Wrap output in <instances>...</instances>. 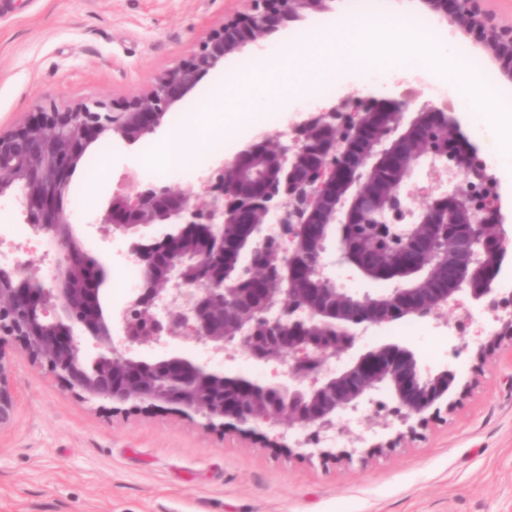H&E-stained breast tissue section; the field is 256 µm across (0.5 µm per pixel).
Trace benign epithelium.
Segmentation results:
<instances>
[{
  "label": "benign epithelium",
  "mask_w": 512,
  "mask_h": 512,
  "mask_svg": "<svg viewBox=\"0 0 512 512\" xmlns=\"http://www.w3.org/2000/svg\"><path fill=\"white\" fill-rule=\"evenodd\" d=\"M248 2L247 12L225 20L190 60L156 75L143 93L112 106H53L0 133V198L20 188L32 233L49 236L57 250L47 283L28 278L17 262L0 263V339H16L84 402H147L228 432L263 425L270 442L286 448L326 442L337 431L350 445L341 454L350 457L365 438L344 419L347 412L386 390L396 406L376 427L396 421L405 428L398 437L412 435L448 408L455 379L446 367L422 373L416 353L399 343L355 350L369 330L434 318L455 333L460 324L440 314L465 296L490 313V340L512 339V291L492 287L512 273L500 181L448 101L420 103L409 87L390 97L343 94L267 142L269 171L243 189L226 181L255 158L256 143L209 168L203 200L154 183L114 193L95 223L105 239L128 237L126 258L142 272L116 315L103 305L104 263L82 250L64 207L75 165L93 143L112 137L136 144L227 55L284 22L331 10V0ZM419 2L452 36L472 39L501 81L512 83V20L489 9V0ZM421 160L442 171L450 188L417 213L403 188ZM203 224L224 228L196 249L191 242ZM269 224L279 225L278 235ZM332 267L393 285L352 293L331 277ZM285 276L288 287H272ZM77 325L94 340L96 356H87ZM165 337L222 354L229 364L238 353L261 366L275 363L280 380L262 383L184 356L140 355ZM15 411L0 354V430Z\"/></svg>",
  "instance_id": "7a95c632"
}]
</instances>
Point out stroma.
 Returning a JSON list of instances; mask_svg holds the SVG:
<instances>
[{"label": "stroma", "instance_id": "stroma-1", "mask_svg": "<svg viewBox=\"0 0 512 512\" xmlns=\"http://www.w3.org/2000/svg\"><path fill=\"white\" fill-rule=\"evenodd\" d=\"M246 9L245 0H12L10 13L0 15V132L42 108L138 95ZM328 20L307 13L228 60L258 55L285 37L303 47ZM224 75L210 71L156 133L136 144L92 145L82 166H102L96 189L73 177V225L84 247L107 263L103 302L112 311L130 295L127 239H102L93 221L114 192H135L142 182L206 198L196 172L156 168L147 156L204 107ZM23 221L13 196L0 198V240L19 261H32L37 278L50 280L54 248L21 232ZM447 315L464 324L452 338L403 320L360 340L363 348L407 345L422 368L447 363L457 378L447 412L401 442L400 425L377 430L374 405L363 404L350 419L365 441L348 461L315 445L278 448L257 434L209 429L201 419L146 404L82 402L19 342L0 341L17 396L14 420L0 430V512H512V340L479 351L466 321L488 322L489 313L463 301L449 305ZM379 438L397 444L371 450Z\"/></svg>", "mask_w": 512, "mask_h": 512}]
</instances>
